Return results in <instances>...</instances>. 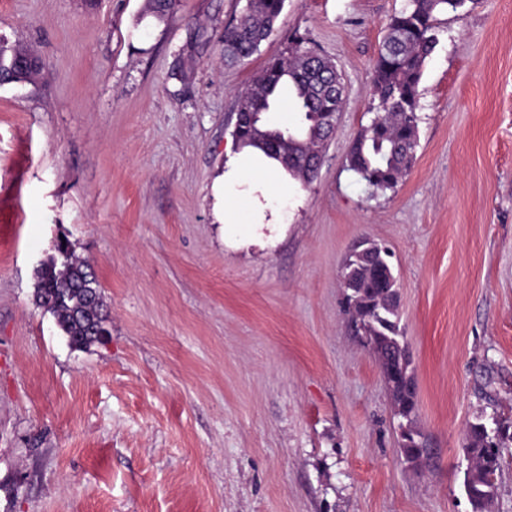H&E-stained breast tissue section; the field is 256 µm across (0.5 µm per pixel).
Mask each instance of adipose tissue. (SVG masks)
I'll return each instance as SVG.
<instances>
[{
    "label": "adipose tissue",
    "instance_id": "adipose-tissue-1",
    "mask_svg": "<svg viewBox=\"0 0 512 512\" xmlns=\"http://www.w3.org/2000/svg\"><path fill=\"white\" fill-rule=\"evenodd\" d=\"M248 160L241 164H228L224 172V215L225 223L233 225L280 223L279 211H265L259 204H252L250 209H242L237 203L236 187L249 183L253 190L268 193L272 184L277 183L283 175L282 166L267 158L260 150L251 148L247 151Z\"/></svg>",
    "mask_w": 512,
    "mask_h": 512
}]
</instances>
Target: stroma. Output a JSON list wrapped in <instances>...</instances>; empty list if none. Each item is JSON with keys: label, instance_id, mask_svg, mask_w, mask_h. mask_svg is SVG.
<instances>
[{"label": "stroma", "instance_id": "obj_1", "mask_svg": "<svg viewBox=\"0 0 512 512\" xmlns=\"http://www.w3.org/2000/svg\"><path fill=\"white\" fill-rule=\"evenodd\" d=\"M0 0V35L43 62L0 87V512H472L464 430L512 417V0L442 16L419 143L376 190L345 165L375 115L372 69L406 0H286L224 63L246 0ZM345 105L316 178L272 188L282 224L229 226L238 95L297 39ZM67 238L110 309L69 345L34 302ZM387 247L431 459L398 451L342 268Z\"/></svg>", "mask_w": 512, "mask_h": 512}]
</instances>
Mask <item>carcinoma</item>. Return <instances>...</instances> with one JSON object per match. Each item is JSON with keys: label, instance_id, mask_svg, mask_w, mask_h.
<instances>
[{"label": "carcinoma", "instance_id": "cac0c4a2", "mask_svg": "<svg viewBox=\"0 0 512 512\" xmlns=\"http://www.w3.org/2000/svg\"><path fill=\"white\" fill-rule=\"evenodd\" d=\"M465 2L407 0L388 24L372 73L378 122L363 129L345 154L346 167L377 190L395 187L407 172L418 143V86L426 60L438 44L439 16L458 12ZM175 4L176 0H147V12L164 21L173 15ZM284 5L285 0H247L240 21L224 29V62L232 64L258 52L272 34ZM307 52L298 42L288 55L269 58L239 94L238 111L258 112L260 120L244 124L237 141L242 148H256L276 160L288 175L305 184L315 177L314 161L322 157L327 113L341 111L344 104L342 85H337L334 93L327 91V84L335 79L334 66L328 61L313 66ZM30 54L26 47L0 44V78L17 74L13 62ZM285 90L300 114L291 126H280L270 117ZM387 257L388 251L378 245L357 258L350 254L342 278L355 331L364 336L380 366L395 415L409 426L399 439L400 456L416 470L427 463L430 452L417 426L414 370L400 327L399 294ZM34 302L53 316L69 344L77 349L88 346L93 330L108 320V306L96 277L68 241L38 270ZM492 426L512 443V419L496 411L476 418L465 430L464 453L469 465L463 489L478 512H485L499 490L503 454L489 444Z\"/></svg>", "mask_w": 512, "mask_h": 512}]
</instances>
